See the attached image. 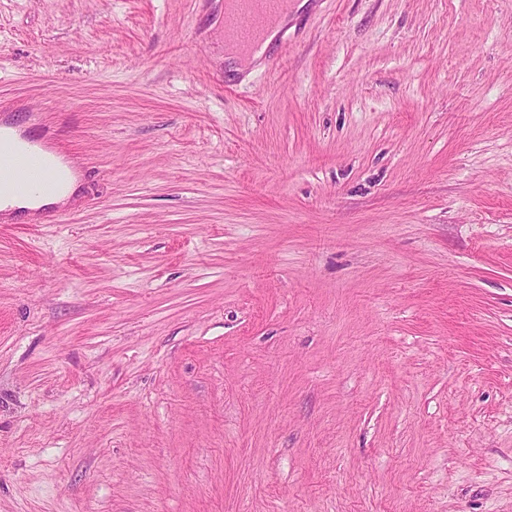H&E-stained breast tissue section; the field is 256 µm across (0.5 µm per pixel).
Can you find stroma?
Segmentation results:
<instances>
[{
  "instance_id": "stroma-1",
  "label": "stroma",
  "mask_w": 512,
  "mask_h": 512,
  "mask_svg": "<svg viewBox=\"0 0 512 512\" xmlns=\"http://www.w3.org/2000/svg\"><path fill=\"white\" fill-rule=\"evenodd\" d=\"M0 119V512H512V0H0ZM287 7L288 0H225L224 37L239 48H248ZM29 155L13 158L6 175L15 189L37 192L44 181L50 183L51 176L38 152L31 151ZM48 160L54 164L63 178V184L52 195H22L5 198L0 209L4 213L25 214L27 217L34 215L37 209L65 204L78 194L81 184V175L76 166L70 161H64L63 157L51 154Z\"/></svg>"
}]
</instances>
